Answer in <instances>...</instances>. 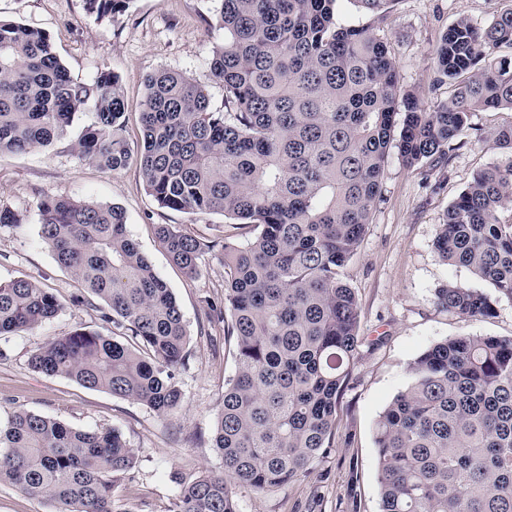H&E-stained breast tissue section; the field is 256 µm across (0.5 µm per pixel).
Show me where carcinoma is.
<instances>
[{"instance_id": "carcinoma-1", "label": "carcinoma", "mask_w": 512, "mask_h": 512, "mask_svg": "<svg viewBox=\"0 0 512 512\" xmlns=\"http://www.w3.org/2000/svg\"><path fill=\"white\" fill-rule=\"evenodd\" d=\"M131 0H85L100 20ZM224 44L209 60L224 110L183 73L146 79L143 141L123 136L117 75L71 79L50 36L0 21V155L44 148L80 112L94 121L72 149L105 171L136 162L165 209L221 213L254 237L224 242V306L210 315L233 339L236 371L224 383L212 447L224 474L178 483L171 512H238L234 489L282 487L310 469L334 436L336 408L358 356V303L340 271L355 255L392 150L407 167L450 160L475 112H512V6L484 26L455 20L434 54L436 81L455 87L422 106L403 88L372 25L336 23V0H219ZM382 22L392 0H354ZM512 153L477 172L448 207L435 248L512 299ZM40 237L56 263L105 303L119 341L76 329L38 348L29 365L140 402L161 417L181 405L175 381L187 359L177 300L127 232L116 206L45 194ZM170 259L200 272L202 243L157 225ZM436 302L486 319L493 300L458 283ZM38 284L0 281V336L58 315ZM411 383L375 429L381 512H512V338L456 336L420 353ZM134 448L117 431L84 430L33 412L0 423V483L57 504V512H118L114 476Z\"/></svg>"}]
</instances>
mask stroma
I'll list each match as a JSON object with an SVG mask.
<instances>
[{
	"label": "stroma",
	"mask_w": 512,
	"mask_h": 512,
	"mask_svg": "<svg viewBox=\"0 0 512 512\" xmlns=\"http://www.w3.org/2000/svg\"><path fill=\"white\" fill-rule=\"evenodd\" d=\"M218 5V0H132L124 13L99 22L87 13L85 0H0V18L48 33L73 80H90L103 69L117 74L126 102L124 135L136 149L143 136L144 84L153 73H185L214 109H223L224 88L209 69L213 47L224 41ZM506 5L507 0H396L376 33L390 45L405 89L429 106L452 92L434 82V50L448 25L460 17L485 24ZM507 118L504 112L473 113L481 137L454 151L447 164L409 168L391 156L381 199L356 255L341 272L358 299L359 333L368 342L360 347L339 400L333 446L309 473L276 491L236 487L238 512H379L375 425L409 385L416 357L460 335L512 337L510 299L499 298L492 317L469 321L435 301L436 290L450 282L495 293L467 267L443 261L434 241L448 206L475 172L504 156L493 132ZM48 193L120 207L140 251L172 289L189 336L188 363L176 373L182 405L174 415L160 417L139 402L30 368L31 354L50 338L80 328L117 338L124 334L122 327L103 321L102 308L84 303L83 289L42 242L38 206ZM0 208L21 218L20 224L0 228V280L34 281L62 305L41 327L0 337V421L31 411L75 428L118 430L134 448L136 463L114 479L116 506L121 512H169L176 478L224 471L210 437L224 382L235 374L234 343L208 312L211 304L224 302V266L216 246L228 237L245 242L246 234L219 213L158 207L137 165L104 171L81 159L70 137L0 156ZM160 224L187 228L208 244L198 276L187 277L170 261L156 236Z\"/></svg>",
	"instance_id": "1"
}]
</instances>
